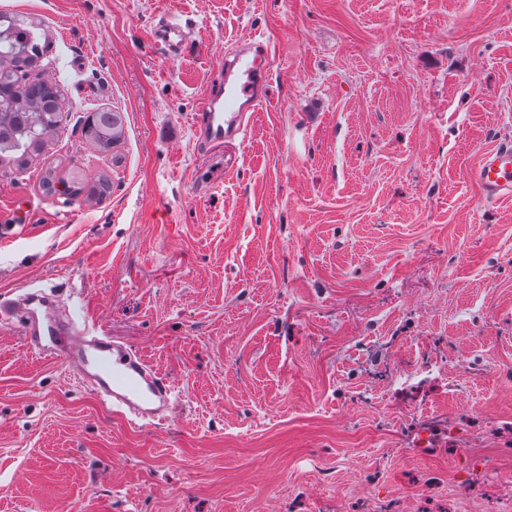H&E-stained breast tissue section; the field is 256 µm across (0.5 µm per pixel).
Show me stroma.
<instances>
[{"instance_id":"obj_1","label":"stroma","mask_w":512,"mask_h":512,"mask_svg":"<svg viewBox=\"0 0 512 512\" xmlns=\"http://www.w3.org/2000/svg\"><path fill=\"white\" fill-rule=\"evenodd\" d=\"M40 23L69 116L0 175V297L78 312L178 390L131 426L0 321V512H512V0H0ZM173 12L182 51L156 45ZM269 50L245 141L191 119ZM123 113L112 155L82 135ZM80 161L110 194L41 183ZM471 179L489 200L512 199V144L493 146L484 151L474 169Z\"/></svg>"}]
</instances>
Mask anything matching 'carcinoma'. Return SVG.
<instances>
[{"instance_id":"cac0c4a2","label":"carcinoma","mask_w":512,"mask_h":512,"mask_svg":"<svg viewBox=\"0 0 512 512\" xmlns=\"http://www.w3.org/2000/svg\"><path fill=\"white\" fill-rule=\"evenodd\" d=\"M38 26L0 14V174L27 169L47 148L48 139L63 130L65 109L63 85L57 81H27L23 75L36 67L46 43ZM85 140L99 153L110 154L124 136V121L115 111L96 112L83 125ZM47 192L64 187L71 200L92 203L111 189L107 178L86 179L75 164L59 179L53 169L45 171Z\"/></svg>"}]
</instances>
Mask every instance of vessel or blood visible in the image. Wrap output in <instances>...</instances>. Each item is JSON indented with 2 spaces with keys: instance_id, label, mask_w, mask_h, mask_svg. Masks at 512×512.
Returning a JSON list of instances; mask_svg holds the SVG:
<instances>
[{
  "instance_id": "obj_1",
  "label": "vessel or blood",
  "mask_w": 512,
  "mask_h": 512,
  "mask_svg": "<svg viewBox=\"0 0 512 512\" xmlns=\"http://www.w3.org/2000/svg\"><path fill=\"white\" fill-rule=\"evenodd\" d=\"M154 39L169 54L182 49L187 34L179 18L166 17ZM268 49L257 38L225 58L211 85L202 111L194 113L192 127L200 145L244 139L252 118L265 100ZM471 179L489 200L512 199V144L484 151ZM13 314L25 323L28 343L39 355L62 359L73 366L81 383L90 387L113 410L133 421L163 422L177 400L173 382L157 373L139 352L124 342L99 333L86 319H61L50 293H26L13 306L0 300V319Z\"/></svg>"
}]
</instances>
